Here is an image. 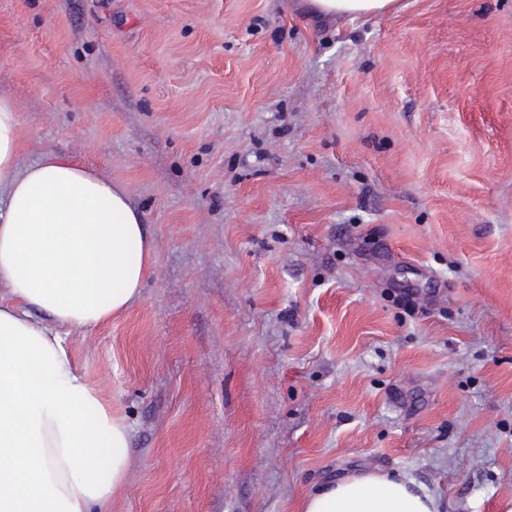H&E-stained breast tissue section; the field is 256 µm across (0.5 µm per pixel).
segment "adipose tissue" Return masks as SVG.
I'll return each mask as SVG.
<instances>
[{
    "instance_id": "obj_1",
    "label": "adipose tissue",
    "mask_w": 512,
    "mask_h": 512,
    "mask_svg": "<svg viewBox=\"0 0 512 512\" xmlns=\"http://www.w3.org/2000/svg\"><path fill=\"white\" fill-rule=\"evenodd\" d=\"M397 0H301L324 18L383 14ZM16 109L0 97V512H112L131 427L81 373L71 330L128 310L154 242L124 186L47 151L20 165ZM412 475L367 471L306 494L301 512H440Z\"/></svg>"
}]
</instances>
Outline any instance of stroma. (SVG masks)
<instances>
[{
  "label": "stroma",
  "instance_id": "35a3bbf8",
  "mask_svg": "<svg viewBox=\"0 0 512 512\" xmlns=\"http://www.w3.org/2000/svg\"><path fill=\"white\" fill-rule=\"evenodd\" d=\"M0 0L21 161L122 184L156 252L69 344L131 426L112 512H300L406 471L512 499V0ZM398 0H302L300 5L323 18H356L395 10Z\"/></svg>",
  "mask_w": 512,
  "mask_h": 512
}]
</instances>
